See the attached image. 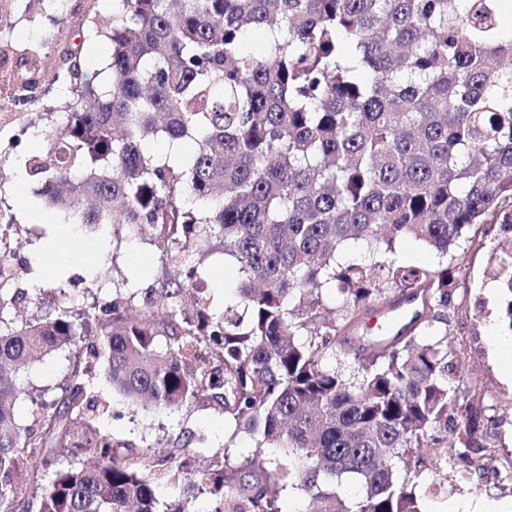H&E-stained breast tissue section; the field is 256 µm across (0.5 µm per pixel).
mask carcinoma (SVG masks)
I'll list each match as a JSON object with an SVG mask.
<instances>
[{
    "instance_id": "carcinoma-1",
    "label": "carcinoma",
    "mask_w": 512,
    "mask_h": 512,
    "mask_svg": "<svg viewBox=\"0 0 512 512\" xmlns=\"http://www.w3.org/2000/svg\"><path fill=\"white\" fill-rule=\"evenodd\" d=\"M502 0H112V55L95 81L63 58V132L24 160L65 224L149 228L163 265L183 277L159 290L119 288L77 314L33 320L9 310L34 295L0 288V509L13 512L30 466L53 471L35 512H280L283 487L307 512H422L395 464L418 450L487 448L479 406L450 382L445 309L463 277L455 252L480 224H512V37ZM264 31L265 50L245 49ZM15 58L20 104L40 82L49 43L0 48ZM191 140L186 156L146 148ZM415 239L448 262L395 257ZM361 246L369 260L340 254ZM236 268L223 305L205 262ZM512 334V276L497 279ZM340 305L322 318L323 294ZM396 293L409 318L386 338L358 337L359 362L322 365L369 311ZM75 350L64 381L19 424L14 374ZM132 402L177 411L219 407L250 453L188 476L173 451L118 443L86 387L98 364ZM83 415L81 439L71 437ZM453 425L456 442L438 432ZM79 448L91 466L62 465ZM266 448L288 449L271 466ZM185 478L161 504L152 480ZM350 481L355 497L343 494Z\"/></svg>"
}]
</instances>
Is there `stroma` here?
<instances>
[{
  "mask_svg": "<svg viewBox=\"0 0 512 512\" xmlns=\"http://www.w3.org/2000/svg\"><path fill=\"white\" fill-rule=\"evenodd\" d=\"M80 12L71 24L55 23L56 0H13L11 25L4 34L8 41H49L50 56L46 73L30 101L18 106L9 122H0V210L12 214L15 223L7 243L17 268L18 287L40 289L44 303L23 304L19 314L33 318L66 304L75 310L111 299L115 285L124 283L139 288H158L168 278L178 277L177 268L163 267L160 253L149 236L121 229L119 235L103 236L101 230L86 228L79 236L56 229L54 209L40 205L35 181L25 180L21 159L31 151L33 137L47 128L46 112L55 109L61 97L55 76L59 56L67 49L79 52L87 72L105 68L110 60L109 39L85 32L81 23L85 13L101 21L111 22L110 0H77ZM472 240L460 251L465 276L454 291V308L448 309V351L453 362L452 385L459 395L481 405L487 425L485 440L492 457L491 468L482 480H465L473 465L458 457L445 460L437 448L422 449L426 463L411 473L410 481L421 496L423 512H446L449 504L463 499L512 501V379L504 375L506 360L490 352V336L500 330L503 298L488 276V254L491 240L498 238L496 224L473 227ZM54 238L57 251L80 250L86 263L71 264L60 273L45 272L46 258L42 244ZM69 352L60 351L20 369L16 383L22 393L15 401V414L21 424L33 422V400L54 388L68 374ZM99 395L109 399L116 417H103L101 426L115 440L132 441L144 448L171 450L181 429L200 434L196 452L207 457L231 448L234 453L248 452L249 437L231 436L224 415L217 409L186 406L176 412L157 411L113 398L112 385L105 368H98L94 379Z\"/></svg>",
  "mask_w": 512,
  "mask_h": 512,
  "instance_id": "35a3bbf8",
  "label": "stroma"
}]
</instances>
